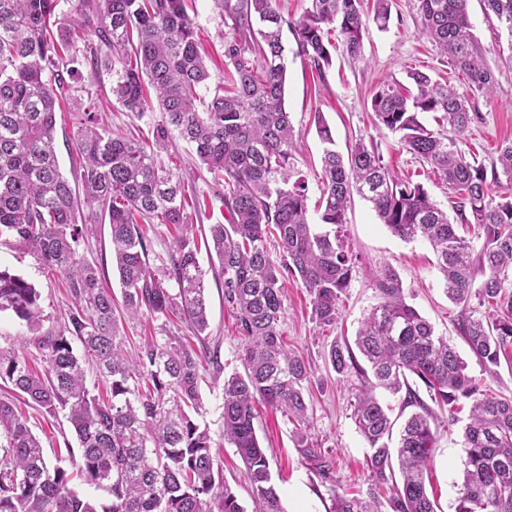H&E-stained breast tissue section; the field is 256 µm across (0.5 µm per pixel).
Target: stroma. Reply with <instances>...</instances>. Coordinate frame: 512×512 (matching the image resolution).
Here are the masks:
<instances>
[{"mask_svg":"<svg viewBox=\"0 0 512 512\" xmlns=\"http://www.w3.org/2000/svg\"><path fill=\"white\" fill-rule=\"evenodd\" d=\"M187 4L206 63L215 78H222L229 71L224 60L227 32L224 11L218 0H187ZM390 15L387 29L369 25L362 54L357 58L347 54L336 32H329L332 64L321 72L297 56L291 34H284L286 108L297 143L294 168L307 178L310 200H318L324 148L314 120L319 112L333 131L337 151L346 152L359 139L373 143L387 167L401 178L422 184L432 199L451 213L455 210L454 199L442 180L429 164L415 158L401 145L398 135L375 126L370 101L380 87L405 82L411 69L450 83L462 93L468 90L467 81L421 32L417 0H390ZM468 16L497 86L493 98L480 95L471 98L470 109L479 113L481 119L472 123L462 148L468 157L489 166L495 163L502 142L512 140V36L495 18L485 16L480 0H469ZM82 73L77 96L95 100L106 128L118 135L151 141L152 125L159 119V112L141 115L125 110L112 97L111 75L93 73L87 66ZM158 159L180 179L196 185L200 206L190 214L194 237L208 236L210 225L224 223L227 215L222 203L224 181L200 165L191 147L175 142L159 152ZM343 240L355 258V272L339 303L336 324L329 327L317 324L311 313L309 294L300 281L291 279L285 283L282 328L289 352L302 357L310 370L311 439L330 466L339 492L352 495L366 486L368 449L352 418L354 398L332 369L328 351L331 344L354 340L364 316L378 302L373 282L383 266L396 270L408 303L433 324L437 334L457 348L468 364L469 374L480 381L489 396L512 399V356L501 358L496 374L485 373L456 330L460 309L449 301L434 253L426 241L418 238L406 242L392 235L380 224L371 205L359 197L353 198L348 209ZM0 267L35 285L41 293L43 326L47 329L55 326L69 302L64 275L44 273L31 254L5 242H0ZM206 286L209 327L203 337H196L187 325H166L162 320L145 316L125 322L126 349L135 352L144 336L167 334L185 337L187 344L196 350L204 346L217 350V360L201 361L202 409L198 421L209 426L213 447L223 461L224 480L248 508L252 502L244 464L235 448L222 438L224 379L242 371L243 342L236 332V317L224 303L222 281L210 273L206 276ZM22 412L47 456H55L68 447L77 448L78 442L64 414L51 417L41 408L27 406ZM466 418L462 412L452 422L447 411L439 410L431 423L437 431V443L428 463L427 491L433 494L438 512H455L465 457L462 422ZM255 428L270 461L273 482L285 512H330L327 488L296 448L292 424L281 413L261 405L256 410Z\"/></svg>","mask_w":512,"mask_h":512,"instance_id":"1","label":"stroma"}]
</instances>
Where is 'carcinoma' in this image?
I'll list each match as a JSON object with an SVG mask.
<instances>
[{"mask_svg": "<svg viewBox=\"0 0 512 512\" xmlns=\"http://www.w3.org/2000/svg\"><path fill=\"white\" fill-rule=\"evenodd\" d=\"M309 2L289 19L276 0H223L224 24L232 30L224 39L232 89L218 87L206 100L214 78L184 0H74L67 13L58 11L59 0H0V239L32 254L44 270L64 274L70 299L63 323L43 333L40 292L0 268V312L25 323L46 364L41 373L30 368L23 343L0 348V512H246L224 482L208 427L196 418L198 353L177 336L151 337L131 361L124 353V316L185 321L198 336L209 326L207 271L187 216L195 188L157 160L175 139L190 145L209 173L224 177L228 223L210 225L204 247L218 259L224 304L244 340V373L224 379L222 423L224 440L245 465L253 512H285L257 438V403L288 418L295 447L329 479L308 434L310 372L283 341V288L290 277L300 280L315 321L336 323L355 268L342 239L352 195L370 202L393 235L430 243L448 299L461 307L457 332L487 372L512 348V141L501 145L489 169L469 160L460 144L480 116L453 86L411 71L415 92L384 86L370 107L379 128L399 135L442 178L460 218L477 228L479 250L422 185L390 172L373 146L360 140L345 156L333 149V132L320 115L325 148L317 208L330 230L309 223L308 181L291 168L296 146L285 108L283 30L296 54L320 72L332 63L327 27L358 57L367 23L385 29L390 18L389 0H375L370 18L361 0ZM468 2L418 0L419 24L471 91L489 99L495 79L470 32ZM481 2L512 36V0ZM86 63L112 74V96L129 112L146 111L145 85L152 86L162 117L147 144L112 136L96 107L84 109L75 143L79 195L60 171L54 133L58 100L69 96ZM429 113L440 114L439 125L449 130L427 128L421 116ZM503 183L509 190L493 195L492 187ZM144 222L178 230L160 272L149 264ZM99 224L109 225L119 301L98 266L79 253ZM270 237L277 260L267 251ZM479 276L478 296L495 303L492 316L477 317L469 306ZM374 288L379 301L354 346L329 351L339 380L354 390V423L369 448L366 489L348 496L330 485L331 512H435L426 490L434 412L410 376L451 420L470 404L456 512H512V399L485 396L456 348L407 304L394 269H381ZM380 393L401 394L404 406L420 409L395 442ZM30 403L51 417L67 412L80 448L77 455L67 450L70 467L44 453L21 412ZM397 473L401 484L381 498L380 488ZM76 478L105 491L110 503L76 489Z\"/></svg>", "mask_w": 512, "mask_h": 512, "instance_id": "carcinoma-1", "label": "carcinoma"}]
</instances>
